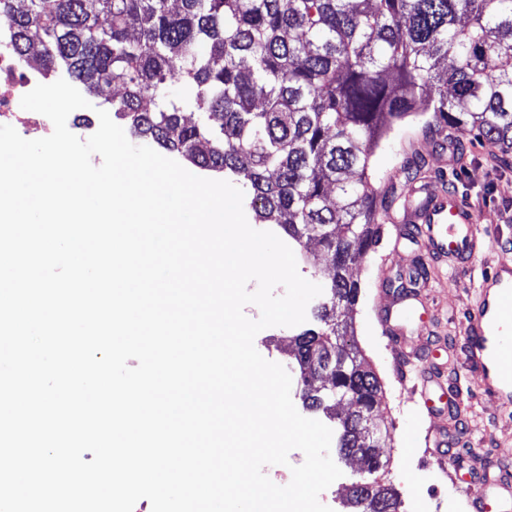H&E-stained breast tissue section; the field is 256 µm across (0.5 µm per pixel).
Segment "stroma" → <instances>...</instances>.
Returning a JSON list of instances; mask_svg holds the SVG:
<instances>
[{
	"label": "stroma",
	"mask_w": 512,
	"mask_h": 512,
	"mask_svg": "<svg viewBox=\"0 0 512 512\" xmlns=\"http://www.w3.org/2000/svg\"><path fill=\"white\" fill-rule=\"evenodd\" d=\"M431 115L417 112L394 125L370 161L367 189L376 196L404 194L417 172L458 188L479 216L489 246L473 270L458 275L453 269L426 265L423 251L411 242L394 246L390 231L364 261L353 266L350 276L360 285L359 300L348 318L360 357L381 384L376 423L381 430V454L387 465L378 481L400 494V512H469L466 495L448 477V470L424 453V436L431 419L419 403L407 398V382L398 374L388 339L376 316L386 298L416 290L426 297L429 319L411 329L414 343L435 339L446 351L436 368L447 381L448 392L462 391L459 416L468 425L455 452L458 471L469 477L471 465L496 464L502 449L512 448V406H502L485 393L480 379L457 367L465 344L466 314L475 303L485 276L501 263H512V164L499 161L500 149L486 139L445 136L426 131ZM298 327H270L254 339L256 350L267 360L280 363L292 378L291 398L303 405V386L294 360Z\"/></svg>",
	"instance_id": "stroma-1"
}]
</instances>
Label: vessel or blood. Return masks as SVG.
Wrapping results in <instances>:
<instances>
[{
  "mask_svg": "<svg viewBox=\"0 0 512 512\" xmlns=\"http://www.w3.org/2000/svg\"><path fill=\"white\" fill-rule=\"evenodd\" d=\"M386 221L396 236L412 235L421 249L437 263L451 262L455 272L468 273L479 247L476 214L459 191L416 178L407 190L401 208L389 211ZM422 301L402 297L382 307L386 327L397 359L411 364L421 349L406 348L404 320L424 310ZM468 342L458 367L479 374L484 388L504 405L512 404V265L496 266L483 282L475 307L467 319ZM413 393L423 401L429 416L447 407V394L434 373L416 376ZM427 445L439 463H446L450 441L446 428L428 429ZM470 512H512V466L500 463L486 469L477 483L466 485Z\"/></svg>",
  "mask_w": 512,
  "mask_h": 512,
  "instance_id": "1",
  "label": "vessel or blood"
}]
</instances>
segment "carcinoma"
Here are the masks:
<instances>
[{
  "label": "carcinoma",
  "instance_id": "cac0c4a2",
  "mask_svg": "<svg viewBox=\"0 0 512 512\" xmlns=\"http://www.w3.org/2000/svg\"><path fill=\"white\" fill-rule=\"evenodd\" d=\"M24 63L64 70L115 115L193 166L224 172L251 195L255 220L288 239H318L335 269L320 326L295 338L302 381L348 361L337 381L378 404L376 374L344 340L347 275L379 242L369 156L390 125L431 112L435 125L492 140L512 161V0H0ZM194 118L188 120L184 113ZM334 397L308 391L306 407ZM343 455L362 448L341 420ZM356 512H399L390 487L355 490Z\"/></svg>",
  "mask_w": 512,
  "mask_h": 512
}]
</instances>
